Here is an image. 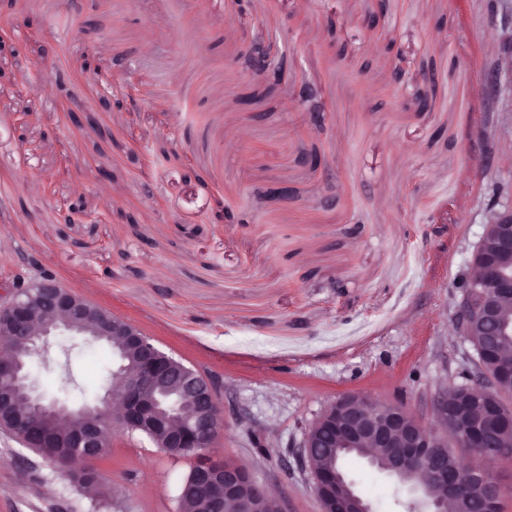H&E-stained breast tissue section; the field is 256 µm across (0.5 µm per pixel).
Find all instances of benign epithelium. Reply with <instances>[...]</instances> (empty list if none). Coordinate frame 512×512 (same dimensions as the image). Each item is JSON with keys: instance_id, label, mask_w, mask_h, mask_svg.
Returning <instances> with one entry per match:
<instances>
[{"instance_id": "7a95c632", "label": "benign epithelium", "mask_w": 512, "mask_h": 512, "mask_svg": "<svg viewBox=\"0 0 512 512\" xmlns=\"http://www.w3.org/2000/svg\"><path fill=\"white\" fill-rule=\"evenodd\" d=\"M504 15L497 36V58L483 75V91L492 101L502 92L501 75L512 77V0H494ZM253 72L277 80L271 44L255 45ZM454 317L463 337L482 324L491 336L475 348L460 381L430 403L426 424L397 400L350 392L330 404L306 429L300 465L313 479L322 512H372L352 480L341 471L315 463L319 429L329 434L336 451L363 450L362 460L396 481L421 469L427 481L405 487L410 512H448V503L463 494L479 502L478 512H502L506 488L486 469L489 461L512 458L504 433L512 432V406L499 395L504 376L512 377V357L501 353L497 340L512 335V321L501 308L512 303V201L494 203L484 212V231L460 285ZM60 334L99 342L112 336V387L94 403L74 407L49 399L31 380L29 358ZM21 343H16L17 338ZM18 344L6 358L0 354V430L7 418L24 432L40 430L52 418L70 424L66 444L81 450L83 461L96 459L110 447L112 432L142 434L153 429L169 448H202L210 453L224 429V383L183 361H174L133 322L64 287L31 259L9 278L0 279V347ZM499 361L490 370L486 359ZM456 448V465L448 467L443 449ZM192 492L206 496L214 512H283L269 487L242 466L217 460L195 467Z\"/></svg>"}]
</instances>
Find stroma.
Instances as JSON below:
<instances>
[{
  "mask_svg": "<svg viewBox=\"0 0 512 512\" xmlns=\"http://www.w3.org/2000/svg\"><path fill=\"white\" fill-rule=\"evenodd\" d=\"M79 5L0 0V36L15 47L0 54V275L37 258L222 376V457L285 512H321L299 465L306 427L348 392L426 413L472 353L451 320L457 285L494 187L512 189V97L481 93L495 60L488 0ZM261 36L286 65L271 99L248 103L261 80L246 52ZM88 57L114 74L112 107ZM75 99L94 124L73 121ZM275 182L288 200L268 197ZM77 195L93 223L67 221ZM223 208L246 223H225ZM31 367L50 396L66 377L79 404L106 387L112 357L56 340ZM192 465L115 434L92 463L112 486L100 507L0 433V512H178ZM349 472L377 512H401L374 469Z\"/></svg>",
  "mask_w": 512,
  "mask_h": 512,
  "instance_id": "1",
  "label": "stroma"
}]
</instances>
